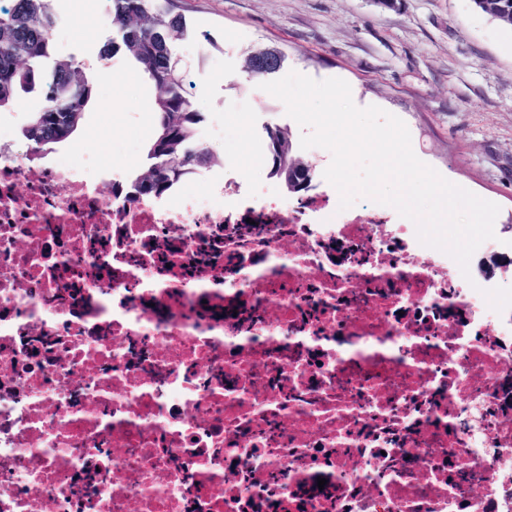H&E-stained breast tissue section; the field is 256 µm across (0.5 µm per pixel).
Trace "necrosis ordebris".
<instances>
[{
	"mask_svg": "<svg viewBox=\"0 0 512 512\" xmlns=\"http://www.w3.org/2000/svg\"><path fill=\"white\" fill-rule=\"evenodd\" d=\"M101 176L0 150V512H512V310L450 256L265 169Z\"/></svg>",
	"mask_w": 512,
	"mask_h": 512,
	"instance_id": "1",
	"label": "necrosis or debris"
}]
</instances>
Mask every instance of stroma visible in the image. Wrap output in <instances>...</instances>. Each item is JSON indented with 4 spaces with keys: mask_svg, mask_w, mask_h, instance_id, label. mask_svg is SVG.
Instances as JSON below:
<instances>
[{
    "mask_svg": "<svg viewBox=\"0 0 512 512\" xmlns=\"http://www.w3.org/2000/svg\"><path fill=\"white\" fill-rule=\"evenodd\" d=\"M56 57L96 62L110 35L106 0H53ZM193 29L176 52L186 88L204 114L198 139L214 153L211 172L256 168L266 124L303 130L283 103L244 82L243 58L268 45L282 50L284 71L347 81L357 106L399 117L416 156L444 178L496 203V241L479 247L469 271L478 284L512 285V29L472 0H176ZM154 91L125 54L111 59L76 132L46 163L82 150L106 175L146 172L156 116Z\"/></svg>",
    "mask_w": 512,
    "mask_h": 512,
    "instance_id": "obj_1",
    "label": "stroma"
}]
</instances>
